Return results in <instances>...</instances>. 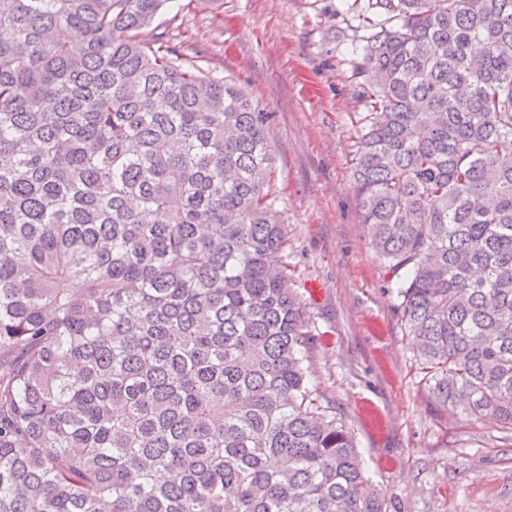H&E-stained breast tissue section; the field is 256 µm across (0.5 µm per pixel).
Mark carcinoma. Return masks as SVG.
I'll return each instance as SVG.
<instances>
[{"label":"carcinoma","mask_w":512,"mask_h":512,"mask_svg":"<svg viewBox=\"0 0 512 512\" xmlns=\"http://www.w3.org/2000/svg\"><path fill=\"white\" fill-rule=\"evenodd\" d=\"M346 2L416 374L512 434V0ZM167 3L0 0V512H390L269 261L267 113L139 38Z\"/></svg>","instance_id":"obj_1"}]
</instances>
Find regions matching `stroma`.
<instances>
[{
  "instance_id": "1",
  "label": "stroma",
  "mask_w": 512,
  "mask_h": 512,
  "mask_svg": "<svg viewBox=\"0 0 512 512\" xmlns=\"http://www.w3.org/2000/svg\"><path fill=\"white\" fill-rule=\"evenodd\" d=\"M245 87L269 112L290 286L319 335L312 382L393 512H512V437L465 424L415 373L399 284L370 244L353 179L364 101L344 0H170L142 32Z\"/></svg>"
}]
</instances>
